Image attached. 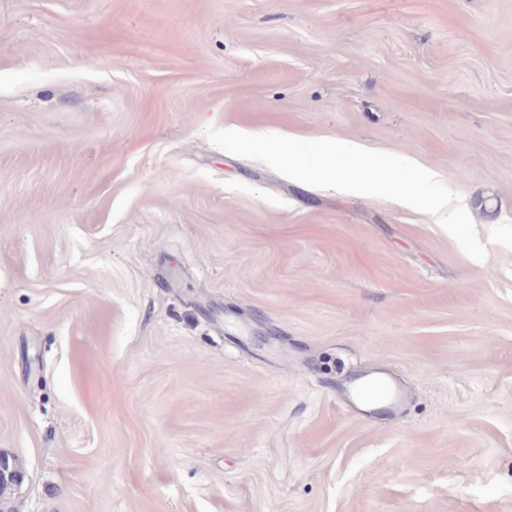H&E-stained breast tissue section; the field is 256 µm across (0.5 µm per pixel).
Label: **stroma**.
I'll use <instances>...</instances> for the list:
<instances>
[{"label": "stroma", "instance_id": "35a3bbf8", "mask_svg": "<svg viewBox=\"0 0 512 512\" xmlns=\"http://www.w3.org/2000/svg\"><path fill=\"white\" fill-rule=\"evenodd\" d=\"M210 126L430 168L487 258ZM0 455L6 512H512V0H0Z\"/></svg>", "mask_w": 512, "mask_h": 512}]
</instances>
